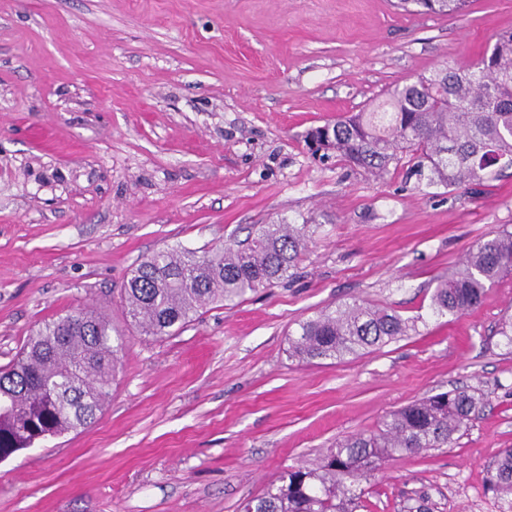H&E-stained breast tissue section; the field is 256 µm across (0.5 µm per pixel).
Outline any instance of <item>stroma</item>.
Here are the masks:
<instances>
[{"label":"stroma","mask_w":512,"mask_h":512,"mask_svg":"<svg viewBox=\"0 0 512 512\" xmlns=\"http://www.w3.org/2000/svg\"><path fill=\"white\" fill-rule=\"evenodd\" d=\"M512 30V0L460 16L395 0H0V368L78 308L124 330L90 426L0 460V512H241L283 472L456 386L488 405L452 445L364 480L358 512H502L487 467L512 448V276L436 316L479 241L512 232V168L423 190L308 153L311 128ZM285 221L288 282L208 305L173 336L128 331L124 284L168 246L208 250ZM381 304L418 332L301 362L288 334L330 304Z\"/></svg>","instance_id":"stroma-1"}]
</instances>
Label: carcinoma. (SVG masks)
I'll use <instances>...</instances> for the list:
<instances>
[{
  "label": "carcinoma",
  "instance_id": "cac0c4a2",
  "mask_svg": "<svg viewBox=\"0 0 512 512\" xmlns=\"http://www.w3.org/2000/svg\"><path fill=\"white\" fill-rule=\"evenodd\" d=\"M469 0H397L407 13L461 15ZM314 156L381 177L407 157L414 188L482 183L512 168V30L494 37L478 63L443 68L386 93L380 109L358 112L307 135ZM306 225L262 224L245 240L211 250L166 247L139 260L123 288V310L139 335L170 336L214 302H233L292 276L306 247ZM512 275V232L480 241L463 266L439 282L432 313L476 307L485 288ZM416 321L367 303L329 305L298 324L288 356L341 360L398 341ZM122 333L81 309L43 323L15 363L0 369V456L94 422L108 395ZM484 407L475 388L424 397L387 413L376 429L336 442L312 466L288 471L242 512H357L361 480L387 460L450 445ZM487 488L512 496V448L487 468Z\"/></svg>",
  "mask_w": 512,
  "mask_h": 512
}]
</instances>
